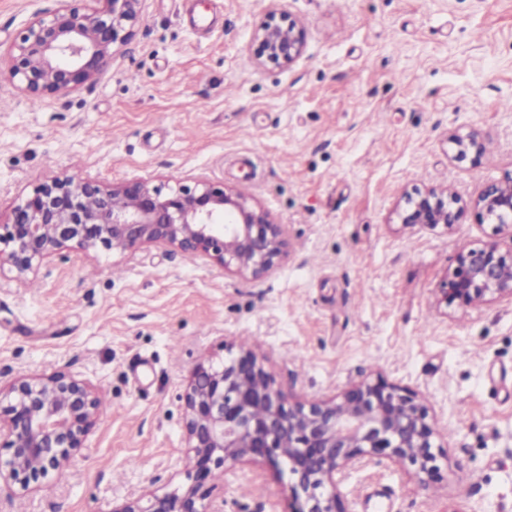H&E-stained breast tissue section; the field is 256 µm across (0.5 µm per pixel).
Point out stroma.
<instances>
[{"mask_svg": "<svg viewBox=\"0 0 512 512\" xmlns=\"http://www.w3.org/2000/svg\"><path fill=\"white\" fill-rule=\"evenodd\" d=\"M58 0H0V54ZM301 57L256 61L271 0H142L95 81L30 100L0 79V224L64 171L105 183L197 176L239 190L286 232L264 275L178 252L62 248L28 286L0 271V385L57 367L101 389L103 414L61 478L10 512H110L177 490L182 396L195 367L251 345L303 399L383 374L438 415L420 481L369 462L340 483L350 512H512V302L446 309L462 247L492 227L401 223L404 191L465 201L512 173V0H284ZM476 133L480 156L449 137ZM286 467L209 482L224 512H288Z\"/></svg>", "mask_w": 512, "mask_h": 512, "instance_id": "35a3bbf8", "label": "stroma"}]
</instances>
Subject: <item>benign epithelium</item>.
<instances>
[{
    "mask_svg": "<svg viewBox=\"0 0 512 512\" xmlns=\"http://www.w3.org/2000/svg\"><path fill=\"white\" fill-rule=\"evenodd\" d=\"M37 13L12 48L9 76L31 100L75 90L99 77L114 47L128 42L141 0H61ZM258 63L285 67L301 55L304 30L271 10L257 30ZM456 158L482 152L475 135L455 136ZM404 224L451 227L464 206L454 194L429 188L404 197ZM491 240L463 247L440 289L448 306L472 308L512 301V175L488 183L472 202ZM284 227L236 190L203 178L171 187L128 180L55 175L38 185L0 224V264L26 283L39 265L70 244L84 253L132 255L155 245L258 277L280 255ZM188 457L180 491L143 493L112 512H224L205 484L238 464L284 462L292 476V512H349L337 476L366 458L402 460L415 473L437 471L436 434L418 393L379 375L353 381L331 396L294 399L274 387L253 351L237 349L220 366L193 370L183 394ZM100 416L97 387L60 367L21 375L0 386V482L28 491L60 475L84 447Z\"/></svg>",
    "mask_w": 512,
    "mask_h": 512,
    "instance_id": "benign-epithelium-1",
    "label": "benign epithelium"
}]
</instances>
